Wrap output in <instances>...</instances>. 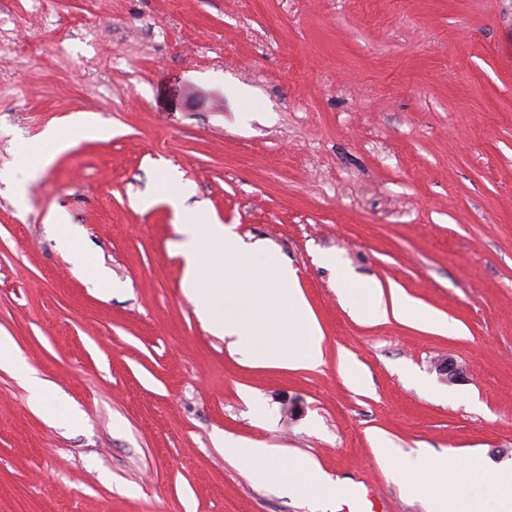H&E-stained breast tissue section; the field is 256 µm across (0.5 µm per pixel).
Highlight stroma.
Here are the masks:
<instances>
[{"instance_id":"stroma-1","label":"stroma","mask_w":512,"mask_h":512,"mask_svg":"<svg viewBox=\"0 0 512 512\" xmlns=\"http://www.w3.org/2000/svg\"><path fill=\"white\" fill-rule=\"evenodd\" d=\"M0 39V334L77 417L0 370V512H426L398 463L512 465V0H0ZM50 127L72 146L31 172ZM166 179L295 269L321 368L253 366L203 327L173 207L141 204ZM329 253L459 333L355 315ZM225 436L355 494L257 484ZM54 223L57 224L59 246L67 254L75 269L89 277L97 287H108V282L103 274L91 264L89 257L76 246L72 225L63 224L65 219L60 215L54 216Z\"/></svg>"}]
</instances>
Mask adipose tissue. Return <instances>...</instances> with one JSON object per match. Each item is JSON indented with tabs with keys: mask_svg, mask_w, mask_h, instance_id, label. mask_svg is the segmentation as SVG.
Wrapping results in <instances>:
<instances>
[{
	"mask_svg": "<svg viewBox=\"0 0 512 512\" xmlns=\"http://www.w3.org/2000/svg\"><path fill=\"white\" fill-rule=\"evenodd\" d=\"M344 304L369 322L391 319L410 321L442 333L455 334L459 328L405 294L384 299L379 283L357 282L350 277L339 281ZM0 368L16 375L29 394V406L35 412L55 419L70 420L71 414L53 385L27 369L19 360L13 340L0 336ZM224 454L250 470L264 483L282 484L300 496L336 499L352 493L349 486L333 481L304 458L289 457L271 448H261L225 437ZM403 478L425 498L427 512H512V468L499 470L486 492L477 486L485 473L482 461L461 466L449 465L447 458L430 460L428 468L401 465Z\"/></svg>",
	"mask_w": 512,
	"mask_h": 512,
	"instance_id": "adipose-tissue-1",
	"label": "adipose tissue"
}]
</instances>
